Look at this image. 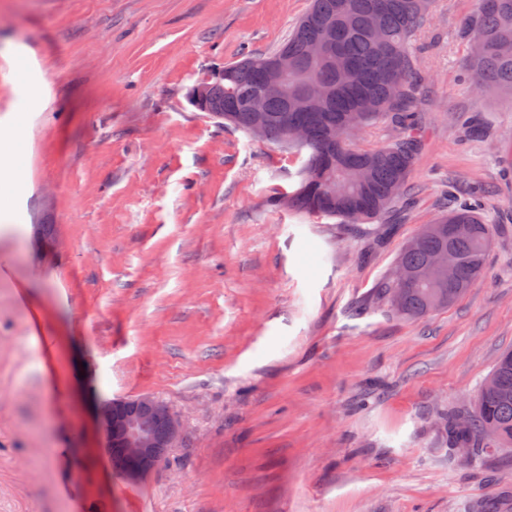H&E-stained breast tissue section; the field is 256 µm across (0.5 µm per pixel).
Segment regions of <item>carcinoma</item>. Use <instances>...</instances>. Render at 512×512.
Here are the masks:
<instances>
[{
    "label": "carcinoma",
    "mask_w": 512,
    "mask_h": 512,
    "mask_svg": "<svg viewBox=\"0 0 512 512\" xmlns=\"http://www.w3.org/2000/svg\"><path fill=\"white\" fill-rule=\"evenodd\" d=\"M432 0H313L310 12L275 51L224 65V76L209 101L212 113L251 135L288 150L301 160L295 190L274 205L300 214L337 218L343 224L389 223L401 218L409 179L424 142L416 109V59L411 43L422 31ZM469 70L478 90L489 89L512 103V0H478L469 22ZM317 38L330 44L321 55L307 54ZM288 51V86L296 100L285 103L268 85L266 61ZM260 95L264 109L252 99ZM384 121L396 137L365 149L338 134ZM451 211L438 216L402 249L396 265L408 279L383 281L382 294L401 316L414 319L453 305L486 270L495 226L475 210L478 197L448 188ZM456 224L468 225L456 233ZM439 251L451 253L455 276L419 274ZM496 385L480 387L469 406L439 415L450 449L473 448L472 461L512 451V350L503 352L490 372Z\"/></svg>",
    "instance_id": "obj_1"
}]
</instances>
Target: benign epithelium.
Wrapping results in <instances>:
<instances>
[{
	"instance_id": "benign-epithelium-1",
	"label": "benign epithelium",
	"mask_w": 512,
	"mask_h": 512,
	"mask_svg": "<svg viewBox=\"0 0 512 512\" xmlns=\"http://www.w3.org/2000/svg\"><path fill=\"white\" fill-rule=\"evenodd\" d=\"M97 421L106 444L123 449L122 474L137 479L160 463L157 448H173L182 435V423L166 404L150 395L134 399H113L97 407ZM166 426L163 439H158L155 422Z\"/></svg>"
}]
</instances>
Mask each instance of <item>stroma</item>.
I'll return each mask as SVG.
<instances>
[{
    "label": "stroma",
    "mask_w": 512,
    "mask_h": 512,
    "mask_svg": "<svg viewBox=\"0 0 512 512\" xmlns=\"http://www.w3.org/2000/svg\"><path fill=\"white\" fill-rule=\"evenodd\" d=\"M310 7L0 0V512H502L512 453L463 463L437 426L512 349V106L467 71L477 2L434 0L413 42L395 224L273 207L299 161L190 101ZM453 183L486 191L487 273L403 318L378 289ZM141 395L182 439L130 481L96 407Z\"/></svg>",
    "instance_id": "35a3bbf8"
}]
</instances>
